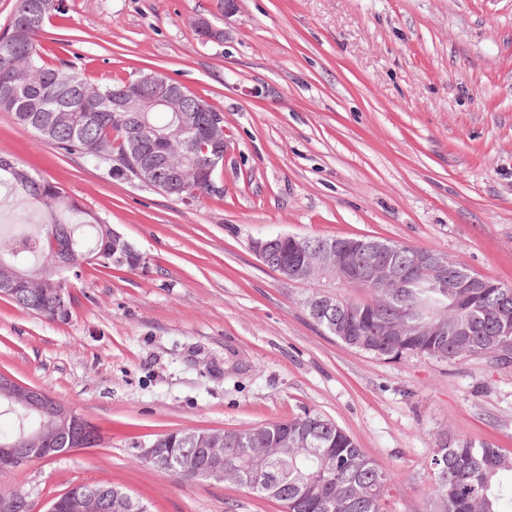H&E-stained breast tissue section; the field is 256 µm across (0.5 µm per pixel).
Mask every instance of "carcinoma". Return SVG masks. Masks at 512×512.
Masks as SVG:
<instances>
[{"label": "carcinoma", "instance_id": "carcinoma-1", "mask_svg": "<svg viewBox=\"0 0 512 512\" xmlns=\"http://www.w3.org/2000/svg\"><path fill=\"white\" fill-rule=\"evenodd\" d=\"M41 0H19L10 29L24 28L13 58L0 51V101L13 91L19 92L14 104L4 108L16 121L66 154H76L104 165L118 178L135 177V160L128 156L130 145L137 143L144 153L167 155L179 165L195 167V179L173 192L164 191L182 203L191 205L203 197H224L211 186L218 185L221 168L210 167L215 144L201 140L186 154L181 145L180 116L202 123L220 111L194 96L189 99L204 108L202 112H114L112 98L138 92L136 81L113 85L95 84L72 65L50 63L45 58L40 34L58 8L51 14L40 10ZM34 72L38 79L28 88L18 86L19 77ZM9 175L10 184L39 201L47 209L76 205L67 200L63 189L38 179L25 168L0 156V173ZM341 245L345 238L306 236L295 242H277L278 258L286 264L306 261L309 251L322 243ZM99 254L97 265L110 268L112 262V226L94 219L85 224H41L34 231L0 236V281L17 269L40 270L55 264L50 277H36L15 284L11 300L20 308L49 321H64L71 313L74 297H57L56 289L73 288L81 276L73 256ZM434 274L414 271L411 278L386 291H375L362 302L348 301L350 325L343 344L384 360L427 357L443 361L484 360L500 368H512V288L494 287L495 281L466 272L459 277L448 273V291L461 298L445 319L467 322L471 335L463 338L446 333L429 336L416 326L405 336H391L387 326L405 318L413 322L427 319V312L442 293L430 287ZM322 290L313 288L304 300L309 318L334 335L325 315L314 302ZM63 405L50 401L42 413L31 412L0 396V414L15 417V427L0 430L4 440H32L43 424L58 415ZM307 432L313 444L309 448H282L281 440L295 432ZM164 455L176 458L193 447L189 433L171 432L158 437ZM258 441V454L266 455L267 480L278 489L275 501L284 512H388V498L396 483V474L373 461L345 431L333 421L315 413L268 423L251 430L224 432V479L260 495L264 491L251 484L252 471L245 449ZM435 482L425 492L429 512H507L512 505V453L481 441H459L439 446L431 459ZM100 484H80L63 493L70 508L55 507L48 512H91L89 488ZM112 491V512H147L139 500L117 485Z\"/></svg>", "mask_w": 512, "mask_h": 512}]
</instances>
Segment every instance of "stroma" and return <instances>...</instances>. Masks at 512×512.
Returning <instances> with one entry per match:
<instances>
[{"mask_svg":"<svg viewBox=\"0 0 512 512\" xmlns=\"http://www.w3.org/2000/svg\"><path fill=\"white\" fill-rule=\"evenodd\" d=\"M200 17L223 40L201 41ZM42 42L99 84L172 77L223 112L228 151L223 198L187 205L0 112V156L61 186L73 223L102 219L146 258L85 266L63 322L0 297V372L101 432L6 478L30 512L89 483L149 512H281L239 486L175 478L133 444L307 412L398 473L391 512H426L441 438L512 452V371L350 348L309 318V285L252 248L370 236L512 287V0H239L229 15L220 0H65ZM44 218L0 184L1 228Z\"/></svg>","mask_w":512,"mask_h":512,"instance_id":"obj_1","label":"stroma"}]
</instances>
